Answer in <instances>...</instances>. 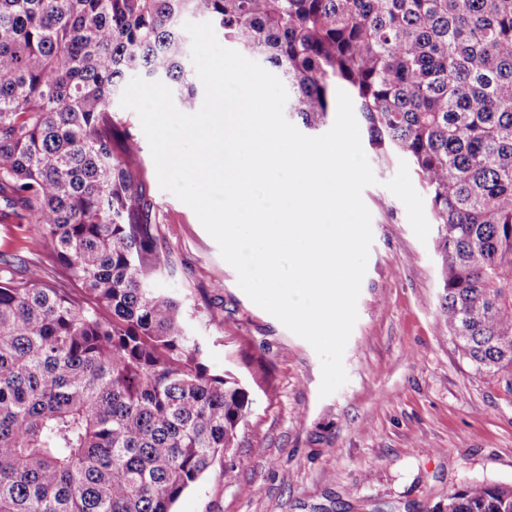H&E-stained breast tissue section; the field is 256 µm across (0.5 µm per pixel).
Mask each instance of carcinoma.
Wrapping results in <instances>:
<instances>
[{
    "mask_svg": "<svg viewBox=\"0 0 512 512\" xmlns=\"http://www.w3.org/2000/svg\"><path fill=\"white\" fill-rule=\"evenodd\" d=\"M202 16L322 126L336 87L381 158L424 186L439 321L512 393V0H0V222L57 275L0 253V512H171L235 445L252 395L205 363L156 287L133 74L192 112L186 21ZM447 512H512V485L462 483Z\"/></svg>",
    "mask_w": 512,
    "mask_h": 512,
    "instance_id": "1",
    "label": "carcinoma"
}]
</instances>
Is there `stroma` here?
Instances as JSON below:
<instances>
[{
    "label": "stroma",
    "instance_id": "obj_1",
    "mask_svg": "<svg viewBox=\"0 0 512 512\" xmlns=\"http://www.w3.org/2000/svg\"><path fill=\"white\" fill-rule=\"evenodd\" d=\"M180 298L211 370H232L254 404L236 444L175 512H446L467 481L512 484V395L477 373L439 322L441 274L425 192L408 163L366 157L373 242L343 365L320 397L313 347L257 306L188 205L158 182L140 142Z\"/></svg>",
    "mask_w": 512,
    "mask_h": 512
}]
</instances>
